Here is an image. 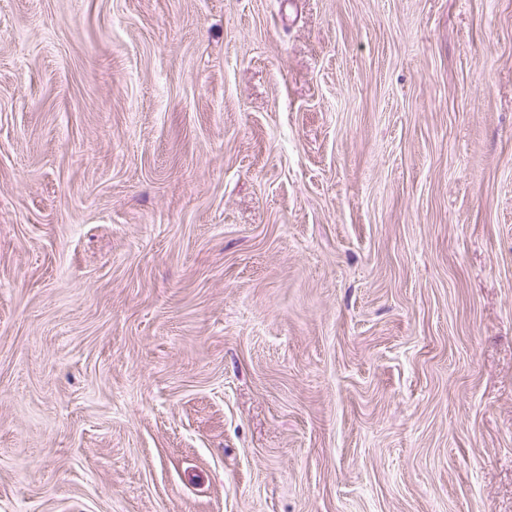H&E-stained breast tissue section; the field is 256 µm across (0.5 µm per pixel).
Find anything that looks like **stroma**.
I'll return each instance as SVG.
<instances>
[{"mask_svg":"<svg viewBox=\"0 0 512 512\" xmlns=\"http://www.w3.org/2000/svg\"><path fill=\"white\" fill-rule=\"evenodd\" d=\"M0 512H512V0H0Z\"/></svg>","mask_w":512,"mask_h":512,"instance_id":"1","label":"stroma"}]
</instances>
